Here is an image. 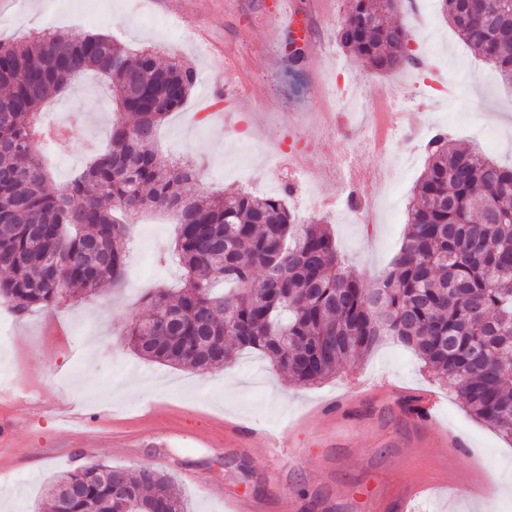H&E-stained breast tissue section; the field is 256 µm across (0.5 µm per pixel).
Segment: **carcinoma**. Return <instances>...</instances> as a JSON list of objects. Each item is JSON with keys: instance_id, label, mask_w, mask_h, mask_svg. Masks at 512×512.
I'll return each mask as SVG.
<instances>
[{"instance_id": "obj_1", "label": "carcinoma", "mask_w": 512, "mask_h": 512, "mask_svg": "<svg viewBox=\"0 0 512 512\" xmlns=\"http://www.w3.org/2000/svg\"><path fill=\"white\" fill-rule=\"evenodd\" d=\"M398 0H350L340 44L376 71L416 64L409 33L387 22ZM469 47L512 85L509 20L470 0H442ZM112 85L109 148L63 189L49 192L34 130L44 106L85 74ZM196 70L153 52L130 56L107 34L50 32L0 41V303L16 317L50 311L124 275L122 216L176 213L183 287L147 298L127 341L143 358L208 372L238 350H257L297 385L317 384L389 336L463 399L480 422L512 441V164L462 150L441 132L407 209L408 232L392 269L369 289L348 270L334 235L300 224L282 196L240 191L189 196L196 170L153 149L156 128L182 108ZM476 346L485 349L479 358ZM72 483L69 512H189L169 478L151 467L90 462L47 491L50 512Z\"/></svg>"}]
</instances>
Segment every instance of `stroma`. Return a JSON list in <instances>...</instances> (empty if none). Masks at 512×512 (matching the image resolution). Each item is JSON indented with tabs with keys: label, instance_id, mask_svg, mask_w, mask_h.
<instances>
[{
	"label": "stroma",
	"instance_id": "stroma-1",
	"mask_svg": "<svg viewBox=\"0 0 512 512\" xmlns=\"http://www.w3.org/2000/svg\"><path fill=\"white\" fill-rule=\"evenodd\" d=\"M288 2L312 19L308 53L301 64L273 54L279 36L273 13ZM184 0H160L129 8V0H13L0 11V40L17 41L46 27L84 35L106 31L129 52L152 49L160 60L194 66L199 83L223 87L224 72L211 48L238 62L234 89L239 108L227 127L216 129L199 111L193 91L181 111L160 126L155 150L170 162L200 169L190 194L239 189L224 160L234 131H245L252 148L241 160L254 170V193L266 194L265 159L275 147L299 140L316 205L308 218L329 224L347 265L365 285L390 268L407 222V205L424 173L425 142H401L396 155L412 151L398 166L400 205L365 198L367 224H346L330 209L344 188L336 168L354 155L365 178L376 159L355 126L357 113L381 112V93L394 86L407 106L406 128L445 131L458 145L499 162H512V86L455 34L437 0H405L393 24L409 31L421 67L376 71L344 49L337 30L350 0H194V24L181 16ZM448 81L452 99L431 100L433 84ZM46 108L62 136L44 150L48 190L66 185L108 142L111 94L93 76L81 79ZM266 90L262 110L252 105L253 85ZM173 216L149 212L131 223L127 270L119 286L14 319L9 350L0 370L16 374V386L0 391V512H41L48 487L88 461L167 474L190 512H233L242 496L261 499L267 512H400L399 482L418 491L410 512H475L481 499L495 512H512V444L473 419L457 393L422 369L412 352L381 343L337 376L300 387L256 351H244L223 367L200 375L139 358L127 345L123 324L144 316L145 295L179 287L184 270L173 255ZM387 378L413 392H439L436 422L411 420L401 405L368 397L345 400L332 415L317 405L343 397L357 386ZM81 413V425H64L60 409ZM286 432L290 453H273L266 440L247 438L252 429ZM465 436L470 449L450 454L446 432ZM470 485L465 496L450 494L445 473Z\"/></svg>",
	"mask_w": 512,
	"mask_h": 512
}]
</instances>
